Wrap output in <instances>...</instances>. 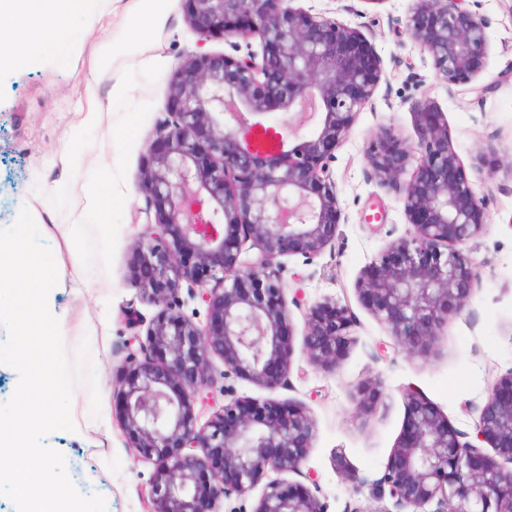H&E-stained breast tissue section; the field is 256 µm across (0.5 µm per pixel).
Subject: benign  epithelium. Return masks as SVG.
<instances>
[{
    "label": "benign epithelium",
    "instance_id": "obj_1",
    "mask_svg": "<svg viewBox=\"0 0 512 512\" xmlns=\"http://www.w3.org/2000/svg\"><path fill=\"white\" fill-rule=\"evenodd\" d=\"M201 43L229 52L183 57L167 83V112L145 155L146 239L134 274L161 307L142 338L141 359L113 390L112 406L141 457L155 460L150 512H211L213 500L248 495L267 471L299 472L314 427L303 404L275 397L231 399L199 424L209 405L210 355L228 371L275 392L294 352L283 267L277 258L321 255L347 220L330 163L382 78L380 58L357 27L293 5L295 0H183ZM465 0H416L404 28L452 94L489 54L487 23ZM320 121L290 146L271 112ZM416 145L381 125L366 149L380 184L401 194L412 232L391 241L361 273L360 302L408 354L429 357L448 317L467 306L479 278L464 252L487 213L429 100L415 106ZM413 168L406 183L400 179ZM257 253L246 258L244 254ZM199 287L206 323L180 306L182 285ZM345 304L318 301L306 313L304 351L332 373L351 343ZM379 377L356 387V413L374 410ZM407 416L378 483L395 512H512V370L481 410L477 443L422 394L403 392ZM487 443L496 455L484 453ZM309 484L271 480L251 512H325Z\"/></svg>",
    "mask_w": 512,
    "mask_h": 512
}]
</instances>
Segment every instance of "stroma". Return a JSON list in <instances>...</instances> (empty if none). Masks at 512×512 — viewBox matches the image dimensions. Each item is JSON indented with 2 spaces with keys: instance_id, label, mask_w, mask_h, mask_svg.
<instances>
[{
  "instance_id": "35a3bbf8",
  "label": "stroma",
  "mask_w": 512,
  "mask_h": 512,
  "mask_svg": "<svg viewBox=\"0 0 512 512\" xmlns=\"http://www.w3.org/2000/svg\"><path fill=\"white\" fill-rule=\"evenodd\" d=\"M168 21L151 31L143 50L115 57L110 73L92 69L96 49L122 41L138 27L127 0H89V9L68 20L65 39L46 38L39 51L0 73V225L14 223L21 208L50 215L67 224L84 207L87 179L95 163L115 166L114 140L120 110L105 113L101 123L82 118L90 96L106 100L116 77L126 69L161 62L155 82L137 80L128 98L150 104L129 156L120 188L126 196L111 271L93 264L82 276L85 287L57 289L56 303L68 315L64 347L75 358L88 340L101 399L99 417L90 413L85 385H76L71 416L91 423L85 442L53 432L45 445L61 452L68 475L85 495L104 497L107 512H149L154 461L138 456L127 444L112 412V390L128 361L130 335L123 321L126 307L151 323L158 305L142 297L131 275L138 262L136 241L144 232L147 197L139 188L144 156L166 117V87L175 66L195 50L198 37L186 21L181 0H170ZM301 7L360 28L382 59L383 76L371 104L359 112L348 140L332 164L338 197L348 220L339 225L331 249L313 260L281 256L284 286L303 288L307 302L325 298L346 304L356 325L353 342L336 372L313 369L304 353L305 310L290 306L295 352L289 383L280 399L303 403L314 424L304 470L318 479L316 495L326 512H387L392 503L380 495L376 481L384 471L406 420L404 389L421 392L462 435L474 441L476 423L492 386L512 369V0H466L470 11L485 16L489 56L475 78V91L449 95L436 78L429 58L403 33V21L415 0H299ZM435 101L448 121V134L467 167V174L488 215L486 228L466 251L480 279L464 312L449 317L428 358L413 357L396 347L388 328L359 301L356 283L362 270L394 239L406 236L400 196L381 186L365 161L368 141L379 125L396 137L417 141L416 102ZM493 145L495 162L476 168L472 159ZM383 216L380 230L364 220L371 208ZM382 377L383 396L372 413H355L357 385ZM345 457L365 482L350 483L334 465Z\"/></svg>"
}]
</instances>
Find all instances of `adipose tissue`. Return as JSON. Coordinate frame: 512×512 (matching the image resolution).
Returning <instances> with one entry per match:
<instances>
[{"mask_svg":"<svg viewBox=\"0 0 512 512\" xmlns=\"http://www.w3.org/2000/svg\"><path fill=\"white\" fill-rule=\"evenodd\" d=\"M84 0H0V39L9 41L0 48V71L12 68L20 53L35 51L47 36L65 37L70 16L80 10ZM53 19L51 29H43L42 19Z\"/></svg>","mask_w":512,"mask_h":512,"instance_id":"obj_1","label":"adipose tissue"}]
</instances>
